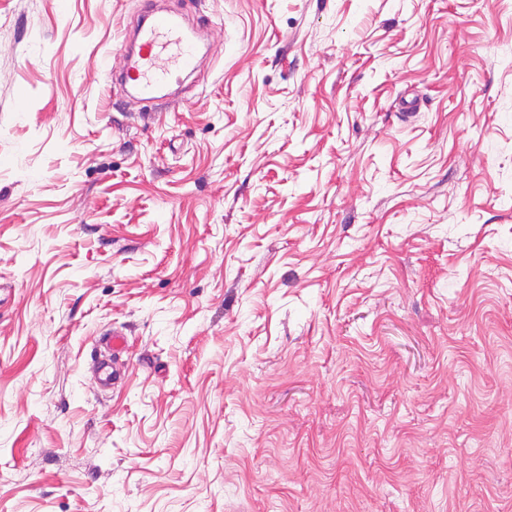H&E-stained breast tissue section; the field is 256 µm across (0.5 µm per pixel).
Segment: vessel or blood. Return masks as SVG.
Instances as JSON below:
<instances>
[{"mask_svg":"<svg viewBox=\"0 0 512 512\" xmlns=\"http://www.w3.org/2000/svg\"><path fill=\"white\" fill-rule=\"evenodd\" d=\"M136 54L123 71L126 81L136 86L144 102L155 99L159 86L170 83L173 71L186 68L193 57V46L177 19L169 13L151 9L141 18Z\"/></svg>","mask_w":512,"mask_h":512,"instance_id":"1","label":"vessel or blood"}]
</instances>
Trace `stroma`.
Wrapping results in <instances>:
<instances>
[{
    "label": "stroma",
    "instance_id": "stroma-1",
    "mask_svg": "<svg viewBox=\"0 0 512 512\" xmlns=\"http://www.w3.org/2000/svg\"><path fill=\"white\" fill-rule=\"evenodd\" d=\"M159 2L0 0V512H512V0ZM137 36L138 52L127 58L123 75L136 86L142 100L151 104L156 89L170 83L173 71L187 68L193 57V46L179 21L158 9L148 10L142 16ZM164 52L168 53L167 63L160 61Z\"/></svg>",
    "mask_w": 512,
    "mask_h": 512
}]
</instances>
